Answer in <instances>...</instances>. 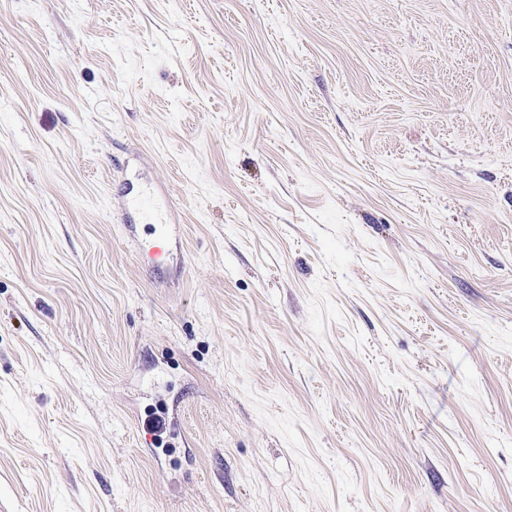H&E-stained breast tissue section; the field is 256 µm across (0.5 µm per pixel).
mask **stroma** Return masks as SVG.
Here are the masks:
<instances>
[{"label":"stroma","instance_id":"obj_1","mask_svg":"<svg viewBox=\"0 0 512 512\" xmlns=\"http://www.w3.org/2000/svg\"><path fill=\"white\" fill-rule=\"evenodd\" d=\"M0 512H512V0H0ZM124 209H134L157 223H166L168 211L155 199L154 194L148 190L139 191L134 197H127L122 201ZM157 226H162L161 232H156ZM163 226H166V224H149L148 227L152 235L148 256L155 265L160 264L165 259L168 252L170 228Z\"/></svg>","mask_w":512,"mask_h":512}]
</instances>
